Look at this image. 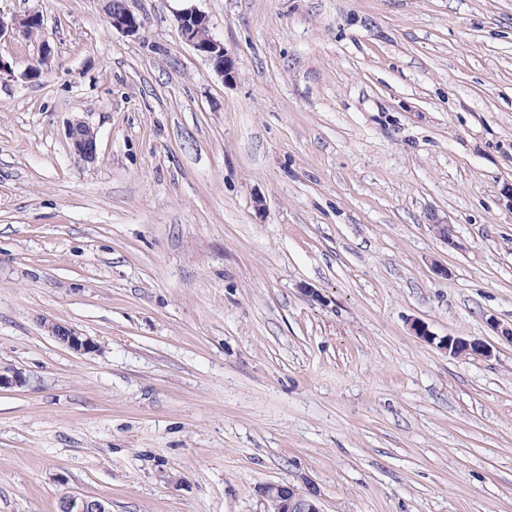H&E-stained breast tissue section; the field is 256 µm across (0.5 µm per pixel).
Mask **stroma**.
Returning <instances> with one entry per match:
<instances>
[{
    "instance_id": "35a3bbf8",
    "label": "stroma",
    "mask_w": 512,
    "mask_h": 512,
    "mask_svg": "<svg viewBox=\"0 0 512 512\" xmlns=\"http://www.w3.org/2000/svg\"><path fill=\"white\" fill-rule=\"evenodd\" d=\"M126 5L0 0V512H512V0ZM113 0H105V14L110 27L128 36H135L139 33L140 24L133 13L127 8L116 5ZM179 34L197 55L211 62L216 72L226 80L234 78V61L224 46L210 33L207 16L191 6L178 12L176 16ZM67 137L73 150L87 160H94L97 154L96 136L92 129L81 120H73L67 126ZM43 327L56 341L75 353H89L96 348L95 342L84 336L80 331L72 326L55 322L53 320H45ZM441 349L448 351L454 356L460 355H479L482 357L491 356L492 350L490 347L482 342L467 341L463 338H455L448 336L440 340ZM265 505L268 501L276 504V512H323L319 505V494L314 487L301 490L294 484H270L259 489ZM269 502V512H275V506ZM60 512H110L105 501L91 496H66L59 504Z\"/></svg>"
}]
</instances>
